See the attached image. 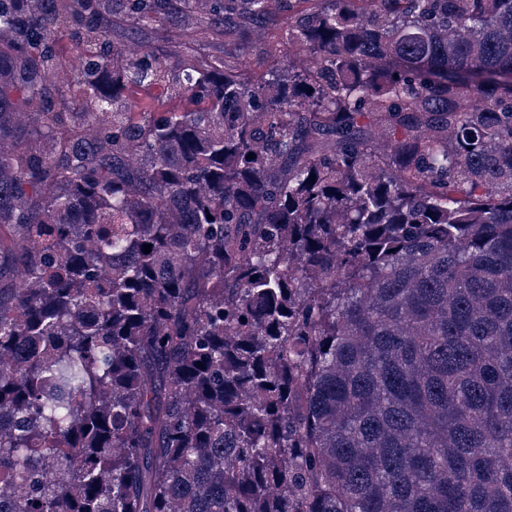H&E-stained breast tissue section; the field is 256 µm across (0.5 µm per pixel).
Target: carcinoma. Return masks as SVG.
Returning a JSON list of instances; mask_svg holds the SVG:
<instances>
[{"label":"carcinoma","mask_w":512,"mask_h":512,"mask_svg":"<svg viewBox=\"0 0 512 512\" xmlns=\"http://www.w3.org/2000/svg\"><path fill=\"white\" fill-rule=\"evenodd\" d=\"M265 10L0 0V512H512V0ZM266 5L269 19L258 28V33L275 52L269 61L271 65L273 61H280L279 25L287 17L288 11H285L283 0H269ZM156 40V43L164 46L174 58L175 51L183 50L190 37L184 31L166 24L159 29Z\"/></svg>","instance_id":"cac0c4a2"}]
</instances>
